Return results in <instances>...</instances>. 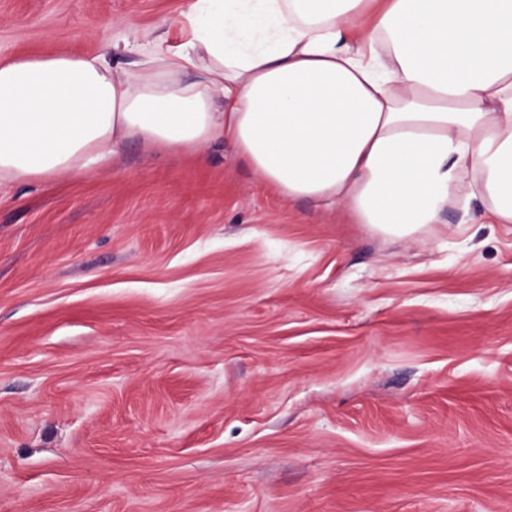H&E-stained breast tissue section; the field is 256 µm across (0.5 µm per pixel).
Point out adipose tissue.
Returning <instances> with one entry per match:
<instances>
[{
	"label": "adipose tissue",
	"mask_w": 512,
	"mask_h": 512,
	"mask_svg": "<svg viewBox=\"0 0 512 512\" xmlns=\"http://www.w3.org/2000/svg\"><path fill=\"white\" fill-rule=\"evenodd\" d=\"M185 19L135 70L110 44L1 60L0 185L80 175L131 137L222 142L383 236L474 199L512 223V0H190Z\"/></svg>",
	"instance_id": "ef3b65f1"
}]
</instances>
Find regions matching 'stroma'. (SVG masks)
I'll use <instances>...</instances> for the list:
<instances>
[{
	"label": "stroma",
	"mask_w": 512,
	"mask_h": 512,
	"mask_svg": "<svg viewBox=\"0 0 512 512\" xmlns=\"http://www.w3.org/2000/svg\"><path fill=\"white\" fill-rule=\"evenodd\" d=\"M189 0H0V60ZM419 241L223 143L0 187V512H512V224Z\"/></svg>",
	"instance_id": "stroma-1"
}]
</instances>
